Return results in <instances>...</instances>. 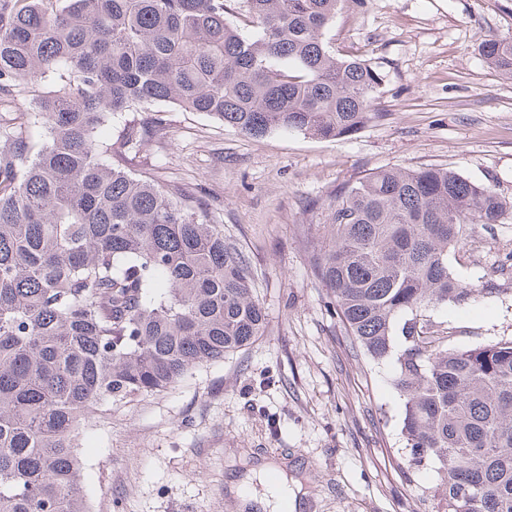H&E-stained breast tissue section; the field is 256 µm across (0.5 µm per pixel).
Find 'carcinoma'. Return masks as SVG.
I'll list each match as a JSON object with an SVG mask.
<instances>
[{"label": "carcinoma", "instance_id": "cac0c4a2", "mask_svg": "<svg viewBox=\"0 0 512 512\" xmlns=\"http://www.w3.org/2000/svg\"><path fill=\"white\" fill-rule=\"evenodd\" d=\"M340 0H0V512H92L77 438L93 414L162 392L264 333L251 267L197 199L122 163L175 105L241 133L336 139L381 116L383 74L336 56ZM243 25L230 20L232 5ZM485 60L512 79V39ZM512 208L429 165L336 192L314 254L328 311L392 354L409 462L438 464L442 512H512V339L458 348L428 311L478 289L448 267Z\"/></svg>", "mask_w": 512, "mask_h": 512}]
</instances>
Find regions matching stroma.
<instances>
[{
    "instance_id": "stroma-1",
    "label": "stroma",
    "mask_w": 512,
    "mask_h": 512,
    "mask_svg": "<svg viewBox=\"0 0 512 512\" xmlns=\"http://www.w3.org/2000/svg\"><path fill=\"white\" fill-rule=\"evenodd\" d=\"M327 36L384 74L380 118L352 136H249L171 105L133 115L161 134L128 167L223 224L266 328L173 388L96 413L79 437L93 512H265L268 475L300 484L297 512H441L435 468L415 469L403 447L394 359L373 362L344 335L312 256L336 189L376 169L439 165L512 202V80L479 51L512 38V0H341ZM511 255L512 214L449 253L479 290L431 311L450 345L512 338Z\"/></svg>"
}]
</instances>
